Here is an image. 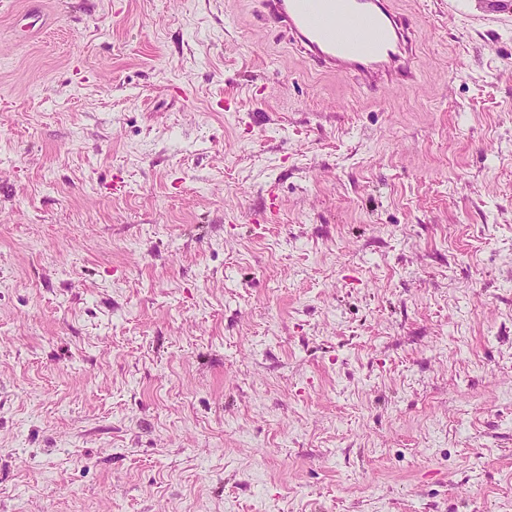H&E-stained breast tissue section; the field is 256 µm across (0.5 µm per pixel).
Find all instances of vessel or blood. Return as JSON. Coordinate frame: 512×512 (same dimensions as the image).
Returning <instances> with one entry per match:
<instances>
[{"label":"vessel or blood","mask_w":512,"mask_h":512,"mask_svg":"<svg viewBox=\"0 0 512 512\" xmlns=\"http://www.w3.org/2000/svg\"><path fill=\"white\" fill-rule=\"evenodd\" d=\"M266 20L317 69L351 74L366 87L417 80L414 33L393 0H259Z\"/></svg>","instance_id":"b4317fda"}]
</instances>
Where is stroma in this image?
Returning <instances> with one entry per match:
<instances>
[{"label":"stroma","mask_w":512,"mask_h":512,"mask_svg":"<svg viewBox=\"0 0 512 512\" xmlns=\"http://www.w3.org/2000/svg\"><path fill=\"white\" fill-rule=\"evenodd\" d=\"M0 0V512H512V0L420 81L258 0Z\"/></svg>","instance_id":"35a3bbf8"}]
</instances>
